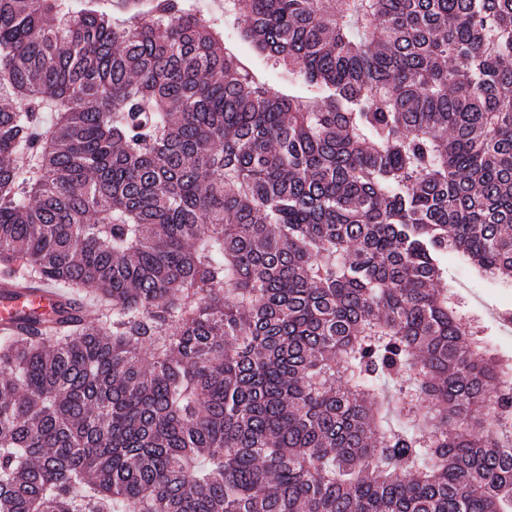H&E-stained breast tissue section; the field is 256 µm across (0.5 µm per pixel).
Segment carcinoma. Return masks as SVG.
Returning <instances> with one entry per match:
<instances>
[{"label":"carcinoma","mask_w":512,"mask_h":512,"mask_svg":"<svg viewBox=\"0 0 512 512\" xmlns=\"http://www.w3.org/2000/svg\"><path fill=\"white\" fill-rule=\"evenodd\" d=\"M0 0V512H512V0ZM207 8L210 11L213 19L216 17H221L223 19V31L225 36L235 43H228L224 39V45L229 46L232 45V49L239 56V58L255 68L264 69L265 64L262 57L259 55L257 50L253 47V45L246 40L242 33L241 28L232 22L225 21L224 22V0H206ZM240 31V34L238 30ZM448 266V288H454V282L459 281L462 289H456L466 302V315L463 322L468 323L470 312L475 309L470 296L479 299L481 306L486 310L487 318L482 316V325L485 326L486 339L490 341L500 353L512 355V334L509 336L502 330V323L498 320L496 311L505 312L512 309V288L492 281H485L477 276L468 277L467 281L460 279L463 274L461 268H467L472 274H476L464 259L457 253L449 254L446 260ZM33 290V293L26 297L14 298L4 294L0 298V330L5 326H14L15 319L22 311H38L51 313L61 300V295L57 288L49 284L39 285Z\"/></svg>","instance_id":"cac0c4a2"}]
</instances>
